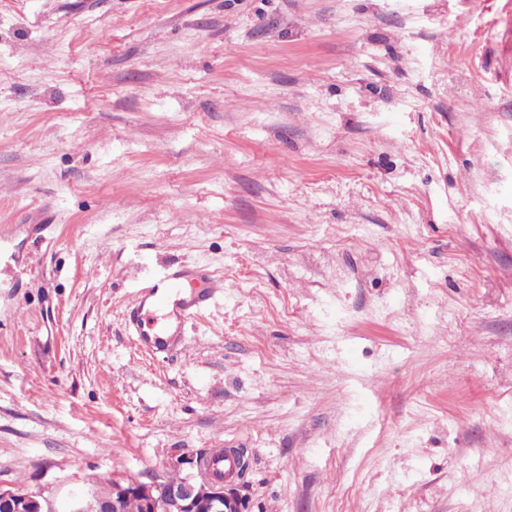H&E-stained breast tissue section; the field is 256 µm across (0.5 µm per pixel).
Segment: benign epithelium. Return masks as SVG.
Returning a JSON list of instances; mask_svg holds the SVG:
<instances>
[{
    "instance_id": "benign-epithelium-1",
    "label": "benign epithelium",
    "mask_w": 512,
    "mask_h": 512,
    "mask_svg": "<svg viewBox=\"0 0 512 512\" xmlns=\"http://www.w3.org/2000/svg\"><path fill=\"white\" fill-rule=\"evenodd\" d=\"M176 465L190 471L180 484H171L161 477L148 482L132 477L114 479L109 496L98 495L91 486L57 504L41 490L0 487V508L3 512H123L125 499L135 495L144 512H225L226 498L239 496L227 489L224 482L202 477V466L192 454L179 456Z\"/></svg>"
}]
</instances>
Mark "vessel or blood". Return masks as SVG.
I'll return each mask as SVG.
<instances>
[{"label":"vessel or blood","instance_id":"obj_1","mask_svg":"<svg viewBox=\"0 0 512 512\" xmlns=\"http://www.w3.org/2000/svg\"><path fill=\"white\" fill-rule=\"evenodd\" d=\"M221 282L209 274L180 270L147 280L130 305L127 321L136 331L139 344L154 353L164 352L174 336L179 335L186 317L208 303ZM210 460L223 466L224 478L238 483V454L233 448H215Z\"/></svg>","mask_w":512,"mask_h":512}]
</instances>
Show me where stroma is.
Listing matches in <instances>:
<instances>
[{"instance_id":"35a3bbf8","label":"stroma","mask_w":512,"mask_h":512,"mask_svg":"<svg viewBox=\"0 0 512 512\" xmlns=\"http://www.w3.org/2000/svg\"><path fill=\"white\" fill-rule=\"evenodd\" d=\"M511 412L512 0H0L1 487L512 512ZM198 281L206 288L196 289ZM211 282V287L209 284ZM224 288L223 282L211 275L193 270H180L147 280L135 301L129 306L127 321L136 331L139 344L152 353L164 352L178 336L186 317L208 303L214 294ZM190 293L185 297H180ZM180 297L172 302V297ZM162 312V314H158ZM237 448H214L210 451V463L218 466L224 465V479L230 483L238 484L240 479V469L238 462Z\"/></svg>"}]
</instances>
